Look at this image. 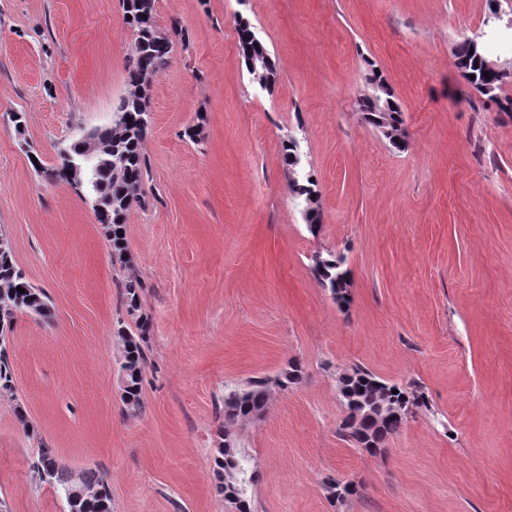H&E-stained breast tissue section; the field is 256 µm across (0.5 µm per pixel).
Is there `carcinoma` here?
Instances as JSON below:
<instances>
[{
    "label": "carcinoma",
    "mask_w": 512,
    "mask_h": 512,
    "mask_svg": "<svg viewBox=\"0 0 512 512\" xmlns=\"http://www.w3.org/2000/svg\"><path fill=\"white\" fill-rule=\"evenodd\" d=\"M126 23L135 32L139 43L136 53L127 59V83L129 90L121 98L114 112L112 125L90 132L101 151L87 172V184L102 199L107 221L102 223L111 242L114 255L125 260V230L127 216L132 207L144 195L145 157L142 153L150 126V110L147 91L154 76L168 66L173 50L171 38L159 33L152 18L142 19L140 13L146 5L142 0H122ZM239 44L244 62L254 55L265 58V67L253 75L263 85H271L275 79V63L264 44L255 38L251 23L236 16ZM458 66L468 84L479 94L483 87L494 86L498 103L503 112H512V100L505 95V87L512 83V69L497 73L487 70L489 49L485 34L461 42L456 51ZM388 112L389 131L383 133L389 144L400 149L404 145L402 111L394 95ZM300 142L290 136L283 143V163L288 170L292 190L310 230L317 229L320 212L316 205L317 184L311 181L313 174L304 168ZM310 269L320 285L329 290L333 299L344 304L349 300L350 270L341 254L316 252L310 257ZM25 289L20 293L17 288ZM127 311L136 316L134 326H119L116 339L119 348V374L122 380L121 400L126 413L139 414L144 407L142 398L143 374L146 367L145 348L150 342L151 327L147 317L136 315L140 309V294L144 284L136 276L128 277L122 285ZM34 313L47 318L51 315L45 293L34 287L25 273L15 264L12 250L0 252V395H14L13 366L7 348L6 332L19 313ZM302 367L297 362L288 364L276 378V385L283 391L299 384ZM340 394L346 418H360L353 428H344V440L359 448L377 451L397 433L408 418L409 408H428L424 392L418 387L390 384L369 370L356 366L341 381ZM269 396L268 380L253 379L243 387L224 392L220 412L224 424L218 431V446L211 458L216 476L214 494L234 505L236 512H251L248 488L254 484L255 473L250 457L237 446L236 437L229 425L259 415ZM39 481L49 485L63 502L64 512H111V488L103 474L92 470H72L60 463L52 448H41L31 462ZM327 498L343 502L356 493L355 486L328 479L323 483Z\"/></svg>",
    "instance_id": "cac0c4a2"
}]
</instances>
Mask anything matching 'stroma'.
I'll return each mask as SVG.
<instances>
[{
	"label": "stroma",
	"instance_id": "stroma-1",
	"mask_svg": "<svg viewBox=\"0 0 512 512\" xmlns=\"http://www.w3.org/2000/svg\"><path fill=\"white\" fill-rule=\"evenodd\" d=\"M489 14L488 0H155L158 30L183 36L148 91L122 263L87 193L44 175L128 90L122 0H0V233L53 312L19 314L9 333L10 512H63L30 467L43 446L102 473L112 512H234L210 466L224 391L292 360L301 382L232 427L257 474L251 512H512V112L454 57ZM238 15L275 62L271 89L245 66ZM374 68L405 149L359 110ZM290 135L317 182L313 232L283 166ZM317 251L344 255L347 307L314 278ZM132 274L151 323L137 416L115 338ZM355 366L430 403L378 453L339 435V377ZM330 478L355 494L328 500Z\"/></svg>",
	"mask_w": 512,
	"mask_h": 512
}]
</instances>
